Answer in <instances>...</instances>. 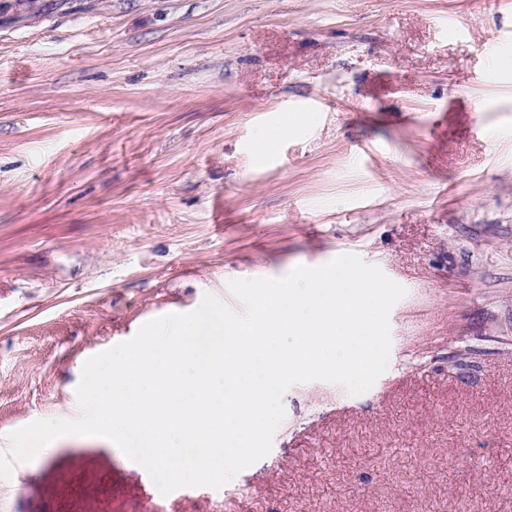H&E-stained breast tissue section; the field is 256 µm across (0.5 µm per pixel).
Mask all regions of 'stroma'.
I'll return each mask as SVG.
<instances>
[{"label":"stroma","mask_w":512,"mask_h":512,"mask_svg":"<svg viewBox=\"0 0 512 512\" xmlns=\"http://www.w3.org/2000/svg\"><path fill=\"white\" fill-rule=\"evenodd\" d=\"M44 2L0 0V452L230 280L354 253L407 294L373 386L289 388L223 487L67 434L0 512H512V0Z\"/></svg>","instance_id":"1"}]
</instances>
